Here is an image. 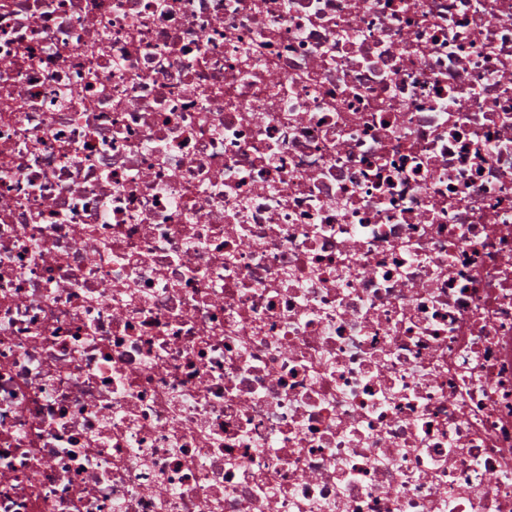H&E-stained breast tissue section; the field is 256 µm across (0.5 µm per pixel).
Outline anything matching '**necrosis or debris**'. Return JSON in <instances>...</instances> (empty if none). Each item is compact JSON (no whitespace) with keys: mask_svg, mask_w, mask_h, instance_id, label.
Segmentation results:
<instances>
[{"mask_svg":"<svg viewBox=\"0 0 512 512\" xmlns=\"http://www.w3.org/2000/svg\"><path fill=\"white\" fill-rule=\"evenodd\" d=\"M0 512H512V0H0Z\"/></svg>","mask_w":512,"mask_h":512,"instance_id":"4bbe7bcc","label":"necrosis or debris"}]
</instances>
